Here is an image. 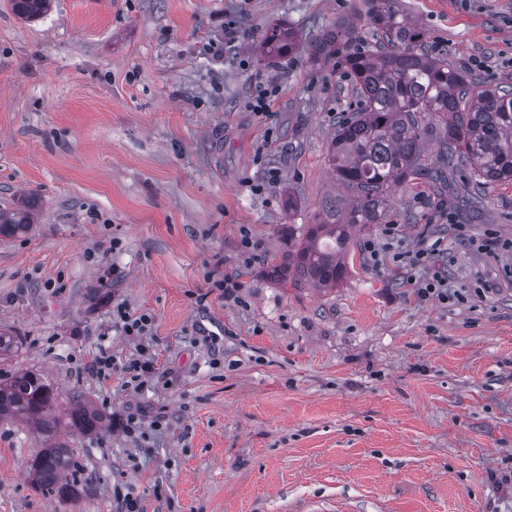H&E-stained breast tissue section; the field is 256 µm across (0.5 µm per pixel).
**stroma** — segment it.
Here are the masks:
<instances>
[{"instance_id":"35a3bbf8","label":"stroma","mask_w":512,"mask_h":512,"mask_svg":"<svg viewBox=\"0 0 512 512\" xmlns=\"http://www.w3.org/2000/svg\"><path fill=\"white\" fill-rule=\"evenodd\" d=\"M356 2L53 0L27 21L0 0V212L37 204L0 234V332L19 339L0 377L36 371L59 417L77 392L107 418L59 430L72 500L31 483V426L0 421V512H118L128 493L139 512H512V185L463 213L457 163L352 229L336 287L266 274L325 201H354L326 155L352 81L309 44ZM402 2L432 54L512 82V0ZM275 23L304 44L266 64ZM390 224L404 249L441 241L448 300L419 294ZM489 236L502 248L470 244ZM117 303L152 316L148 336L113 327ZM143 345L142 388L92 369ZM33 203L27 199L22 208L11 214H0V234H15L26 232L33 223Z\"/></svg>"}]
</instances>
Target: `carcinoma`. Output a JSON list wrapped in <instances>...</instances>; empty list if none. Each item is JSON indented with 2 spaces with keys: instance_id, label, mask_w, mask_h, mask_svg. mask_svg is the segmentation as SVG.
I'll use <instances>...</instances> for the list:
<instances>
[{
  "instance_id": "obj_1",
  "label": "carcinoma",
  "mask_w": 512,
  "mask_h": 512,
  "mask_svg": "<svg viewBox=\"0 0 512 512\" xmlns=\"http://www.w3.org/2000/svg\"><path fill=\"white\" fill-rule=\"evenodd\" d=\"M23 19L45 13L50 0H11ZM373 42L362 40L357 26L337 21L312 46L313 62L334 60L353 83L359 109L337 120L327 146L336 177L355 193V202L339 218L333 202L325 203L318 222L309 225L305 242L268 267L283 283L332 288L346 273L344 256L349 231L356 224H379L390 190L432 173L425 153L427 120L438 118L444 129L436 161L450 166L468 162L475 185L470 203L484 202V188L512 183V86L494 83L436 58L426 47L425 32L412 23L400 0H359ZM290 24L269 27L260 57L274 63L299 48ZM33 220L28 202L11 214H0V234L26 232ZM57 397L43 375L21 370L0 378V420L33 425L43 448L29 469L31 481L62 499H76L83 489L72 477L73 451L57 438ZM103 414L77 402L69 426L94 432Z\"/></svg>"
}]
</instances>
